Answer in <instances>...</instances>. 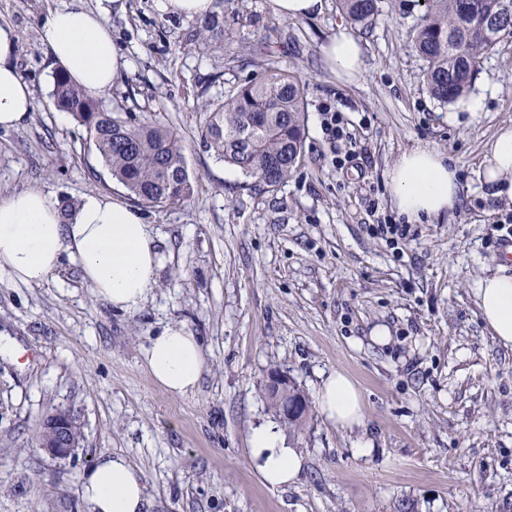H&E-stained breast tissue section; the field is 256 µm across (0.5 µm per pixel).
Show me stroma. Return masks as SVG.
<instances>
[{"label":"stroma","instance_id":"35a3bbf8","mask_svg":"<svg viewBox=\"0 0 512 512\" xmlns=\"http://www.w3.org/2000/svg\"><path fill=\"white\" fill-rule=\"evenodd\" d=\"M70 0H0L18 36L15 62L34 93L23 125L0 130V196L42 190L66 208L83 194L133 204L84 129L58 110L57 71L42 30ZM102 14L124 61L103 105L132 124L159 122L182 140L192 196L142 207L162 265L147 303L119 311L98 298L72 257L37 284L0 274V512H86L80 477L102 454L141 470L150 512H512V347L485 327L479 281L504 263L512 208L477 177L488 143L512 126V43L482 62L473 112L427 91L410 32L420 0H379L357 29L365 70L354 83L327 70L322 45L347 19L336 0L292 19L269 0H241L224 46H185L200 17L163 0H83ZM276 66L304 84L303 158L270 192L216 158L198 132L234 87ZM426 145L457 169L461 202L414 225L399 243L375 234L400 223L387 172ZM198 336L205 366L183 397L144 366L167 327ZM387 328L379 345L373 332ZM308 398L343 371L364 404L362 425H332L311 407L301 432L276 419L271 370ZM58 408L79 420L75 457L38 446ZM275 428L299 451L297 482L264 485L249 436Z\"/></svg>","mask_w":512,"mask_h":512}]
</instances>
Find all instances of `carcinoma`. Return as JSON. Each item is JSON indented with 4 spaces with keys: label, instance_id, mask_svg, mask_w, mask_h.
I'll return each instance as SVG.
<instances>
[{
    "label": "carcinoma",
    "instance_id": "cac0c4a2",
    "mask_svg": "<svg viewBox=\"0 0 512 512\" xmlns=\"http://www.w3.org/2000/svg\"><path fill=\"white\" fill-rule=\"evenodd\" d=\"M353 23L366 27L378 0H336ZM512 40V0H424L412 36L425 62L429 92L452 103L470 88L482 59ZM212 48L224 44V16L204 18L188 35ZM55 106L85 129L112 177L151 206L183 202L193 193L182 140L168 126L130 124L100 105L63 72L54 78ZM305 88L291 72L270 67L257 80L224 95L200 128L201 141L258 191L279 186L299 163L305 141Z\"/></svg>",
    "mask_w": 512,
    "mask_h": 512
}]
</instances>
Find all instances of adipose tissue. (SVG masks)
<instances>
[{
  "label": "adipose tissue",
  "instance_id": "adipose-tissue-1",
  "mask_svg": "<svg viewBox=\"0 0 512 512\" xmlns=\"http://www.w3.org/2000/svg\"><path fill=\"white\" fill-rule=\"evenodd\" d=\"M54 62L89 93L108 91L122 66L112 34L101 14L72 0L55 10L43 29ZM16 31L0 25V128L21 126L33 109V92L15 64ZM337 79L359 80L365 68L361 42L339 29L321 48ZM479 177L491 196L512 203V126L489 143ZM393 205L408 220L443 218L457 207L460 187L455 168L435 149L419 145L403 152L388 171ZM157 235L138 209L104 194L80 198L70 212L43 191L23 189L0 198V272L15 282L33 284L52 276L63 255L74 256L95 295L117 310L133 312L147 301L161 257ZM482 320L502 345L512 346V275L483 278L476 288ZM145 364L168 394L185 395L200 381L204 358L200 340L182 328L151 337ZM321 414L331 424L350 428L363 422L362 400L341 371L330 373L317 392ZM250 451L261 481L278 487L295 482L303 456L283 447L270 428L254 430ZM80 494L87 512H147L142 472L124 456L102 455L84 471Z\"/></svg>",
  "mask_w": 512,
  "mask_h": 512
}]
</instances>
